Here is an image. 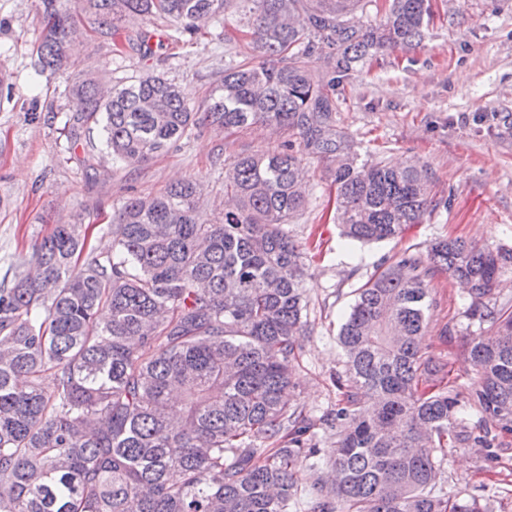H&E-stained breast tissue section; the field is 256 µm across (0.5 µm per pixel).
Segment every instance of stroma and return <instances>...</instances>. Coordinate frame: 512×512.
Here are the masks:
<instances>
[{
	"instance_id": "obj_1",
	"label": "stroma",
	"mask_w": 512,
	"mask_h": 512,
	"mask_svg": "<svg viewBox=\"0 0 512 512\" xmlns=\"http://www.w3.org/2000/svg\"><path fill=\"white\" fill-rule=\"evenodd\" d=\"M247 26L234 6L191 37H173L162 21L138 19L128 23L126 40L116 46L80 32V60L99 70L107 87L148 72L164 74L196 104L225 63L254 55ZM38 38L37 0H0V76L12 87L11 93H0L2 287L11 286L19 259L35 238L81 212L91 223V247L110 252L112 237L105 227L133 195H155L195 178L203 185L202 211L218 219L224 210L225 161L284 149L288 133L274 127L230 134L205 128L137 167L116 168L106 158L98 170H88L82 160L99 134L91 132L76 145L67 142L63 127L72 103L66 78L35 74ZM336 95L341 122L361 159L394 165L418 159L445 204L401 238L349 244L340 235L325 162L305 159L312 193L288 231L308 249L310 333L300 341L297 383L286 397L316 417L336 402L333 378L343 361L337 334L353 290L378 267L437 238L512 249V0H450L422 45L355 65ZM432 293L437 305L423 344L447 363L448 385L464 399L476 379L464 355L479 326L467 317L469 293L459 283L439 275ZM317 447L319 465L301 469L292 512H308L309 501L331 478L334 437L319 432ZM442 470L441 484L453 494L478 498L488 512H512V436L504 437L494 459L479 447L449 449Z\"/></svg>"
}]
</instances>
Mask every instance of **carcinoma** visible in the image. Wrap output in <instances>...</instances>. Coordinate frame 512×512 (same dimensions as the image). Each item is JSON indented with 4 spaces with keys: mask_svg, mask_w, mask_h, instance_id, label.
Returning <instances> with one entry per match:
<instances>
[{
    "mask_svg": "<svg viewBox=\"0 0 512 512\" xmlns=\"http://www.w3.org/2000/svg\"><path fill=\"white\" fill-rule=\"evenodd\" d=\"M386 2L357 27L349 16L377 0H238L258 60L217 71L196 106L153 73L107 95L90 69L68 85L67 140L101 127L89 167L101 156L142 164L200 126H274L290 140L224 164L232 206L218 222L204 219L189 179L127 198L109 255L86 251L80 220L32 244L27 270L0 288V512H129L133 501L138 512H290L323 426L336 435L335 480L311 512H486L436 488L446 448L493 457L512 434V306L483 302L512 268L511 249L454 238L404 251L355 289L336 406L315 418L283 401L309 327L307 252L288 232L309 197L303 158L329 163L349 241L400 237L440 205L425 166L358 162L337 118L348 70L427 36L432 0ZM228 4L38 0L35 74L75 65L79 21L103 41L137 17L192 34ZM439 273L467 284L468 317L495 328L468 348L478 435L422 343Z\"/></svg>",
    "mask_w": 512,
    "mask_h": 512,
    "instance_id": "cac0c4a2",
    "label": "carcinoma"
}]
</instances>
